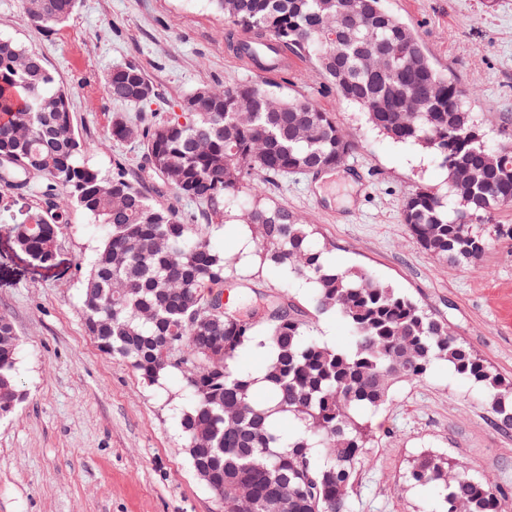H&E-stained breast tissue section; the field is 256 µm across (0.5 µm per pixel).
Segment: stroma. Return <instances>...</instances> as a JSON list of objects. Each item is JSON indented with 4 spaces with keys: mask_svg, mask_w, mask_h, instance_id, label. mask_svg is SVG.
<instances>
[{
    "mask_svg": "<svg viewBox=\"0 0 512 512\" xmlns=\"http://www.w3.org/2000/svg\"><path fill=\"white\" fill-rule=\"evenodd\" d=\"M384 6L413 26L437 67L463 88L488 141L512 144V0ZM230 28L210 0H79L73 17L52 31L29 23L20 0H0V37L44 56L70 91L79 134L99 145L88 162L106 171L117 160L141 165L138 140L112 141L109 129L113 117L136 125L143 113L107 97L99 76L138 61L164 96L158 114H166L199 84L252 79L225 42ZM271 80L333 113L354 147L345 163L321 174L266 179L267 202L311 219L337 267L406 292L512 381V241L493 240L473 267L431 256L402 212L417 187L444 189L446 173L432 156L393 142L357 108L338 103L308 59L291 57L287 76ZM34 205L33 197L0 188V314L18 331L23 394L15 414L0 421V512H224L186 451L180 414L191 397L182 375L147 382L85 331L82 276L101 228L72 210L55 266H42L13 238ZM235 272L260 292H287L317 336L345 343L341 319L316 311L307 281H285L253 258ZM371 420L375 436L350 494L351 512H436L433 491L406 478L425 454L466 460L475 476L512 494V429L497 425L482 388L447 365L395 384Z\"/></svg>",
    "mask_w": 512,
    "mask_h": 512,
    "instance_id": "1",
    "label": "stroma"
}]
</instances>
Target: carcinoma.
Instances as JSON below:
<instances>
[{
  "mask_svg": "<svg viewBox=\"0 0 512 512\" xmlns=\"http://www.w3.org/2000/svg\"><path fill=\"white\" fill-rule=\"evenodd\" d=\"M210 2L251 34L249 44L230 46L252 68L274 58L284 71L288 54L307 57L337 100L358 107L374 129L428 151L445 170L446 187L414 190L403 223L436 257L463 265L482 258L489 247L483 226L512 206V146L485 145L464 92L408 24L381 0ZM21 5L32 24L51 31L73 16L78 0ZM100 84L114 101L140 106L156 98L136 61L107 70ZM179 109L136 130L113 118L112 140L137 136L144 165L135 172L116 162L106 173L85 161L97 145L75 128L70 92L43 55L0 39V185L40 193L39 207L14 226L15 243L51 266L70 208L105 228L82 283L85 330L102 352L151 383L180 371L192 399L180 415L187 447L208 437L189 455L192 468L209 469L224 499L246 495L245 512H349L356 462L371 440L366 412L384 405L395 383L418 381L439 363L482 388L499 425L512 427V383L403 291L332 264L313 225L262 202L256 175L317 174L349 155L351 143L331 113L309 96L253 80L224 90L202 83ZM148 185L158 197L172 188L207 210L180 212L150 198ZM245 187L251 202L243 208ZM231 220L255 244L260 265L312 284L316 309L343 321L344 345L315 336L286 293L258 320L230 306L251 289L224 296L234 261L206 229ZM259 332L271 348L262 402L253 374L231 370ZM17 350L15 327L0 315V419L21 400ZM407 478L439 489L441 512H512V498L462 460L424 455Z\"/></svg>",
  "mask_w": 512,
  "mask_h": 512,
  "instance_id": "cac0c4a2",
  "label": "carcinoma"
}]
</instances>
